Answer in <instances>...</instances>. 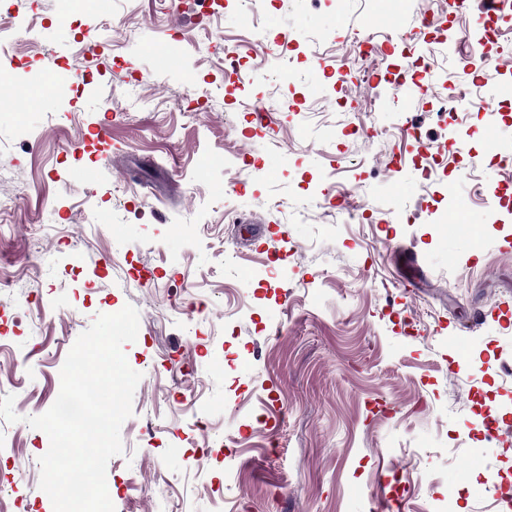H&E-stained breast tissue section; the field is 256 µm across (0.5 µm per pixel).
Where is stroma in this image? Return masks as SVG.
<instances>
[{"mask_svg": "<svg viewBox=\"0 0 512 512\" xmlns=\"http://www.w3.org/2000/svg\"><path fill=\"white\" fill-rule=\"evenodd\" d=\"M485 12L0 0V73L59 88L0 106V394L20 417H0L16 458L0 488L23 493L9 512H53L36 465L50 440L26 419L55 402L78 336L128 304L142 378L107 464L115 512H512V319L493 313L512 303V209L494 199L512 181L494 159L512 155V20L486 43ZM371 27L412 35L409 52L352 68ZM90 45L79 86L64 61ZM417 58L433 64L424 94ZM366 124L375 137L350 135ZM440 153L423 179L416 160Z\"/></svg>", "mask_w": 512, "mask_h": 512, "instance_id": "obj_1", "label": "stroma"}]
</instances>
